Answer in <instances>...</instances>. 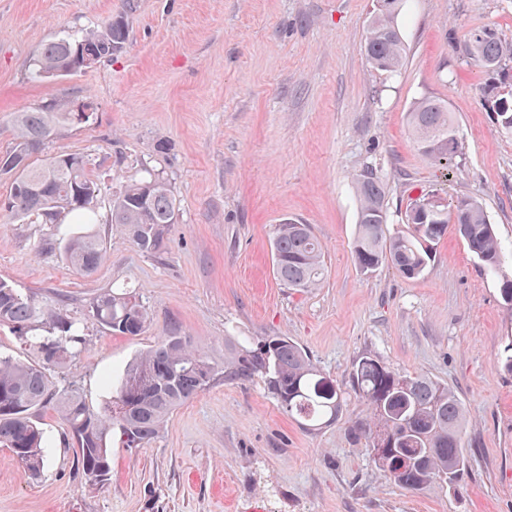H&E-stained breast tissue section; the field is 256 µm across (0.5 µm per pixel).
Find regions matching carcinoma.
Segmentation results:
<instances>
[{
    "label": "carcinoma",
    "mask_w": 512,
    "mask_h": 512,
    "mask_svg": "<svg viewBox=\"0 0 512 512\" xmlns=\"http://www.w3.org/2000/svg\"><path fill=\"white\" fill-rule=\"evenodd\" d=\"M403 0H384L371 17L363 44L367 64L394 73L406 60L398 24ZM127 41L121 20H111L103 31L47 43L34 62V77L59 76L88 68L85 52L95 62L112 58ZM466 62L484 72L502 76L512 72V44L486 26L471 31L456 45ZM501 129L512 134V88L484 98ZM73 101L51 100L14 116V143L0 155V175L10 178L4 200L11 207L0 213L29 216L43 224L58 223L61 214L73 224L96 220L91 204L99 187L91 175V159L70 153L37 163L35 156L57 129L77 124ZM408 125L419 150L436 162L443 176L453 178L462 144L448 104L423 97L408 112ZM359 201L354 259L362 270L387 264L399 275L423 273L431 249L453 231L490 272L500 270L509 254L503 251L482 203L472 197L443 200L437 210L417 216L405 229L386 234L385 195L379 178L366 170L356 180ZM179 205L170 184L151 174L131 181L112 202L108 221L124 228L134 245L159 253L168 226L176 223ZM65 260L90 274L105 261L103 240L92 233L62 234ZM277 278L286 286L307 291L323 276L321 244L307 224L286 219L272 242ZM94 320L105 329L127 337L142 335L150 316L139 295L125 289L106 290L90 305ZM0 325L9 327L21 347L37 354L30 363L0 353V447L38 476L49 464V439L43 414L55 411L65 422L75 448L77 470L90 490L104 487L111 473V448H143L154 440L172 412L215 381L265 379L268 392L281 408L304 427L319 430L335 423L342 411V394L322 375L306 351L287 336H268L262 344L243 346L224 360L212 363L185 336H166L136 357L106 401L93 412L73 390L58 387L53 373L78 355L85 338L81 323L49 312L33 296L19 292L0 278ZM141 374L152 377L147 386L128 387ZM353 390L369 406L368 415L350 426L365 441L373 463L394 485L414 494L439 491L469 467L462 446L465 411L448 386L422 374L395 372L372 357L354 367Z\"/></svg>",
    "instance_id": "obj_1"
}]
</instances>
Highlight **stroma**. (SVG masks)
Wrapping results in <instances>:
<instances>
[{
	"label": "stroma",
	"instance_id": "35a3bbf8",
	"mask_svg": "<svg viewBox=\"0 0 512 512\" xmlns=\"http://www.w3.org/2000/svg\"><path fill=\"white\" fill-rule=\"evenodd\" d=\"M374 9L375 0H0V154L15 113L51 99L92 104L89 121L55 131L41 156L93 158L102 266L70 267L54 225L0 218V278L84 325L85 348L61 378L97 411L111 394L106 377L170 333L219 365L241 341L288 336L344 398L336 423L309 431L261 377L217 382L146 447H113L112 477L96 491L50 411L39 476L0 447V512H512V305L500 291L512 265L485 271L452 233L415 279L387 266L363 272L353 256L354 183L369 168L384 184L386 233L401 230L418 197L449 193L479 198L512 248V135L483 102L489 77L455 50L483 26L512 42V0H404L406 61L396 73L363 56ZM112 19L128 29L112 59L31 79L44 44ZM424 96L446 100L458 126L449 183L408 126ZM146 170L180 205L157 254L107 221L113 196ZM288 217L310 224L324 248L323 278L306 292L274 273L272 239ZM126 286L150 313L135 338L88 316L98 294ZM368 354L461 400L470 467L457 489L408 493L350 437L367 412L352 373Z\"/></svg>",
	"mask_w": 512,
	"mask_h": 512
}]
</instances>
